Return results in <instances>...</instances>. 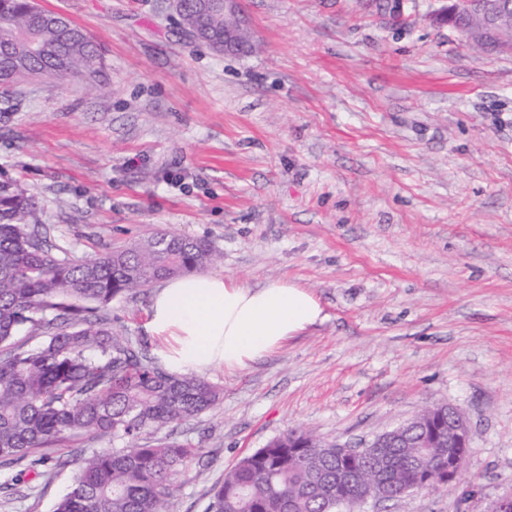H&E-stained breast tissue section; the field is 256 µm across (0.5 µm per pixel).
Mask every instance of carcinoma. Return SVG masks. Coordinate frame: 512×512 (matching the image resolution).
<instances>
[{"label": "carcinoma", "mask_w": 512, "mask_h": 512, "mask_svg": "<svg viewBox=\"0 0 512 512\" xmlns=\"http://www.w3.org/2000/svg\"><path fill=\"white\" fill-rule=\"evenodd\" d=\"M185 28L224 32V13L211 0H186ZM31 0H0V84L29 75L94 77L102 56L81 28L70 32L35 21ZM32 199L0 181V485L5 501L19 485L50 483L77 468L54 512H165L175 480L202 449L159 433L186 424L220 399L219 386L197 376L174 377L145 337L112 327L118 296L143 293L156 281L214 264L205 240L159 231L93 259L55 253ZM42 337L35 348L19 339ZM297 433L312 447L288 455L277 437L240 458L208 491L207 512H343L336 504V443ZM110 437L119 448L89 456L73 445ZM379 480L400 496L412 493L411 461L422 448H388Z\"/></svg>", "instance_id": "1"}]
</instances>
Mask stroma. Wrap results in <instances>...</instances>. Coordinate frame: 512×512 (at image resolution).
<instances>
[{
    "label": "stroma",
    "mask_w": 512,
    "mask_h": 512,
    "mask_svg": "<svg viewBox=\"0 0 512 512\" xmlns=\"http://www.w3.org/2000/svg\"><path fill=\"white\" fill-rule=\"evenodd\" d=\"M103 51L0 85V180L93 258L165 230L215 274L307 288L325 318L232 374L174 439L203 449L168 512H206L240 457L289 430L360 442L447 403L470 421L447 490L360 512H486L512 493V53L473 50L440 0H245L255 47L182 32L173 0H36ZM151 293L113 300L146 333ZM74 469L0 512H53Z\"/></svg>",
    "instance_id": "stroma-1"
}]
</instances>
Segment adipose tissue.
I'll list each match as a JSON object with an SVG mask.
<instances>
[{"mask_svg": "<svg viewBox=\"0 0 512 512\" xmlns=\"http://www.w3.org/2000/svg\"><path fill=\"white\" fill-rule=\"evenodd\" d=\"M324 318L318 300L284 280L250 286L212 274H189L160 287L147 331L174 375L221 367L246 369Z\"/></svg>", "mask_w": 512, "mask_h": 512, "instance_id": "1", "label": "adipose tissue"}]
</instances>
